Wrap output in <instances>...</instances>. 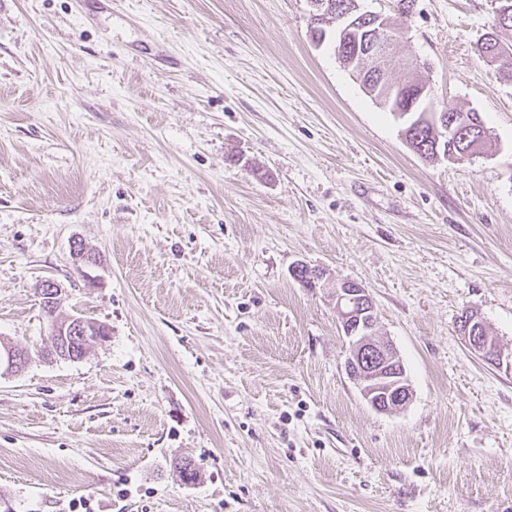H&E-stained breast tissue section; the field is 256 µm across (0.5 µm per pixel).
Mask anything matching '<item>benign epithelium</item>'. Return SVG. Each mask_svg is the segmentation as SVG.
Masks as SVG:
<instances>
[{
    "label": "benign epithelium",
    "instance_id": "1",
    "mask_svg": "<svg viewBox=\"0 0 512 512\" xmlns=\"http://www.w3.org/2000/svg\"><path fill=\"white\" fill-rule=\"evenodd\" d=\"M311 20H325L334 27L336 44L343 46L351 36H356L353 59L360 62L362 84L390 83L388 75L397 68L417 70L416 58L400 59L393 49L390 37L391 23L381 13L365 11L359 0H310ZM397 112H421V125L429 126L431 138L439 141L449 138L460 141L462 149L452 155L435 154L434 159L458 162L480 153L482 141L488 133L478 120L466 115L452 114L437 104L432 94L417 92ZM46 316L54 324L56 338L49 355L75 360L82 357L87 346L74 348L76 339L87 336L102 341L108 336L105 326L79 316H61V289L51 281L40 285ZM342 330L348 339L349 355L344 366L349 378L357 386L363 400L377 413L388 414L405 409L413 399V390L404 368L403 359L395 345L377 335L378 317L375 304L368 291L349 280H336L330 288ZM458 332L465 344L486 362L512 368V356L504 357L503 351L491 340L489 330L478 314L470 309L459 319ZM7 369L18 371L27 364L26 352L17 348L5 350Z\"/></svg>",
    "mask_w": 512,
    "mask_h": 512
}]
</instances>
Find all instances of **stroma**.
Segmentation results:
<instances>
[{
    "mask_svg": "<svg viewBox=\"0 0 512 512\" xmlns=\"http://www.w3.org/2000/svg\"><path fill=\"white\" fill-rule=\"evenodd\" d=\"M363 5L480 154H415L308 0H0V345L33 354L0 370V512H512V372L457 331L512 352L496 2ZM299 264L368 291L406 409L364 402ZM45 280L109 329L81 359L44 356ZM458 332L471 351L492 365L503 366L504 353L495 340L491 342L488 327L477 311L463 312Z\"/></svg>",
    "mask_w": 512,
    "mask_h": 512,
    "instance_id": "35a3bbf8",
    "label": "stroma"
}]
</instances>
